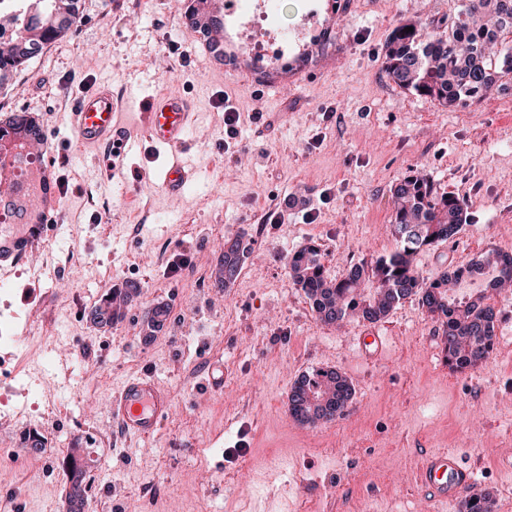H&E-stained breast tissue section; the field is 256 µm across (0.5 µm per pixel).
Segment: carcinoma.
I'll return each mask as SVG.
<instances>
[{
  "label": "carcinoma",
  "mask_w": 512,
  "mask_h": 512,
  "mask_svg": "<svg viewBox=\"0 0 512 512\" xmlns=\"http://www.w3.org/2000/svg\"><path fill=\"white\" fill-rule=\"evenodd\" d=\"M25 10L0 9V29L10 27L11 38L0 39V88L14 72L36 58L43 49L80 20V0H22ZM188 24L207 35L210 50L218 59L224 49L215 37L221 21L209 10L208 0H192L186 11ZM411 31H405V28ZM383 70L400 88L429 97L439 106L453 109L486 97L489 90L509 89L512 81V0H460L457 13L441 21L406 20L391 30L384 48ZM27 144L41 143L39 124L24 112L0 123V148L9 138ZM396 250L354 265L341 279L330 278L319 248L310 244L288 258L290 277L310 301L315 318L332 326L348 318L377 322L404 300L415 296L423 308L443 327L445 362L456 373L487 363L496 350L497 311L489 297L462 302L450 294V285L463 277L480 275L489 267L497 275L490 282L497 291L512 281V254L491 252L425 284L413 265L422 249L452 238L465 221L463 201L438 192L433 185L414 176L404 178L392 192ZM245 235L224 241V253L212 273L214 286L231 284L248 253ZM139 288L128 284L108 296L112 317L99 325L112 326L125 317ZM106 299V300H108ZM106 300L94 309L99 316ZM170 307L154 306L144 312L142 331L159 332L169 319ZM353 397L348 379L335 369H315L301 375L288 400L289 415L302 425L329 423L342 417ZM67 497L83 512L85 470L75 457L67 465ZM462 512H493L488 494L464 493Z\"/></svg>",
  "instance_id": "obj_1"
}]
</instances>
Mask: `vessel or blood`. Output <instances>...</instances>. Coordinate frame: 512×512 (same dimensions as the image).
Instances as JSON below:
<instances>
[{
    "label": "vessel or blood",
    "instance_id": "1",
    "mask_svg": "<svg viewBox=\"0 0 512 512\" xmlns=\"http://www.w3.org/2000/svg\"><path fill=\"white\" fill-rule=\"evenodd\" d=\"M122 103L109 87L103 86L81 96L72 106L70 125L85 145L106 146L111 157H120L124 140L118 115ZM195 119L193 102L166 93L157 94L145 114L144 127L149 142L181 149L189 140ZM194 177L181 162H173L162 185L170 192L181 191ZM359 357L367 363L381 360L387 352V339L370 330L354 340ZM172 409L171 396L151 376L127 378L112 394L108 410L122 435H153ZM412 482L423 492L427 503L442 506L455 503L475 483L472 467L461 462L455 452L431 449L422 452L412 472Z\"/></svg>",
    "mask_w": 512,
    "mask_h": 512
}]
</instances>
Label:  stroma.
I'll use <instances>...</instances> for the list:
<instances>
[{
    "mask_svg": "<svg viewBox=\"0 0 512 512\" xmlns=\"http://www.w3.org/2000/svg\"><path fill=\"white\" fill-rule=\"evenodd\" d=\"M190 0H80L78 28L48 45L0 89V122L26 112L63 189L50 229L35 234L25 265L4 266L0 315L28 327L0 353V512H67L60 462L77 451L100 496L84 512H426L406 479L418 453L459 451L512 512V292L494 295L498 354L465 373L444 360L441 325L417 299L377 327L390 349L362 363L353 339L367 321L319 323L289 276L288 257L317 245L330 277L390 253L393 188L427 178L466 204L460 245L419 251L424 281L490 250L512 253V93L491 92L446 110L409 93L382 70L383 47L403 18H442L458 0H282L272 28L291 33L285 63L271 61L224 16L215 58L184 12ZM109 83L127 98L119 165L88 150L69 123L76 97ZM197 102L180 154L198 177L179 195L158 181L169 152L145 137L139 115L158 92ZM238 114V145L224 147V106ZM284 213L281 224L265 214ZM245 233L249 252L225 288L211 274L225 238ZM189 265L172 272L177 257ZM140 289L121 323L92 312L113 289ZM169 305L162 331L145 338V310ZM224 365V385L209 365ZM340 371L355 394L343 417L317 427L288 413L295 380ZM147 372L172 395L159 431L129 439L107 405L130 375ZM38 432L42 450L23 442ZM287 457L288 472L264 467Z\"/></svg>",
    "mask_w": 512,
    "mask_h": 512,
    "instance_id": "35a3bbf8",
    "label": "stroma"
}]
</instances>
